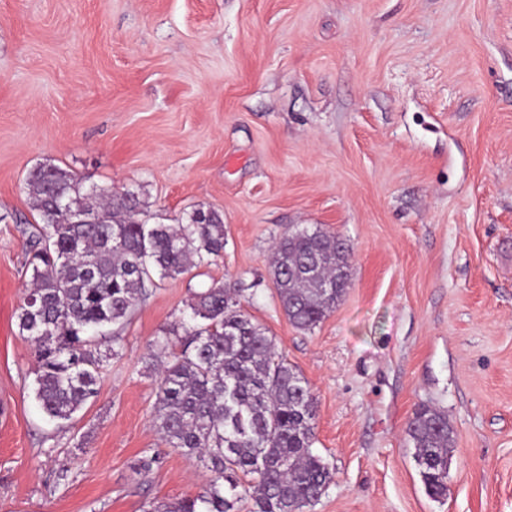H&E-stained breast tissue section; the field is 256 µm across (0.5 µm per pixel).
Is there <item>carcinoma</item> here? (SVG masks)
<instances>
[{"mask_svg": "<svg viewBox=\"0 0 512 512\" xmlns=\"http://www.w3.org/2000/svg\"><path fill=\"white\" fill-rule=\"evenodd\" d=\"M26 186L39 223L28 236L26 265L33 288L18 315L19 333L33 345V394L43 414L62 426L98 395L104 343L119 344L138 302L159 279H174L224 252V217L195 208L177 224L149 223L138 193L85 188L51 164L30 171ZM82 209L96 224L73 223ZM336 237L314 225L284 235L273 252V276L285 314L298 329L315 328L344 288ZM168 351L158 379L155 423L165 444L209 471L202 491L146 512H234L239 494L256 512H304L332 481L313 452L317 404L300 371L240 306L238 291L215 284L194 296L185 315L164 327ZM415 462L433 499L448 494L453 451L446 416L421 408L408 423ZM157 454L138 458L147 475ZM254 477L244 486L243 476Z\"/></svg>", "mask_w": 512, "mask_h": 512, "instance_id": "1", "label": "carcinoma"}]
</instances>
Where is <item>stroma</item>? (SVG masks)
<instances>
[{
	"instance_id": "35a3bbf8",
	"label": "stroma",
	"mask_w": 512,
	"mask_h": 512,
	"mask_svg": "<svg viewBox=\"0 0 512 512\" xmlns=\"http://www.w3.org/2000/svg\"><path fill=\"white\" fill-rule=\"evenodd\" d=\"M42 163L133 189L165 224L224 216L223 256L151 289L63 428L17 319ZM299 224L351 260L310 331L270 268ZM215 283L317 400L333 479L306 512H512V0H0V512L200 492L206 469L155 426L156 339ZM424 404L454 430L439 501L407 435Z\"/></svg>"
}]
</instances>
